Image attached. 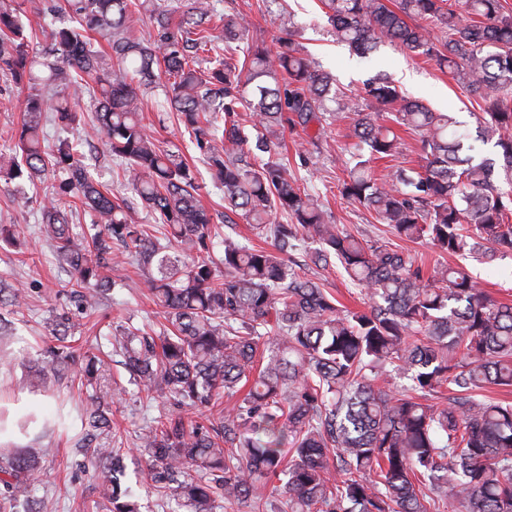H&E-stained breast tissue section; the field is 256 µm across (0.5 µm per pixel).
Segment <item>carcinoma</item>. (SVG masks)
I'll list each match as a JSON object with an SVG mask.
<instances>
[{
  "mask_svg": "<svg viewBox=\"0 0 512 512\" xmlns=\"http://www.w3.org/2000/svg\"><path fill=\"white\" fill-rule=\"evenodd\" d=\"M337 39L368 54L390 42L433 61L485 103L478 140L500 160L477 162L462 121L402 97L395 82L364 83L369 112L356 113L357 153L340 193L371 210L394 236L426 240L441 254H476L489 263L512 255V12L501 0H324ZM156 30L151 44L128 35L135 13ZM52 14L41 50L28 15ZM210 0H193L178 22L157 0H0V73L22 96L21 127L0 147V177L19 183L53 177L38 223L55 258L72 273L75 313L51 308L58 345L52 367L72 360V330L98 308L112 267L130 261L147 276L162 309V333L117 325L110 344L148 397L182 409L140 437L151 479L189 512H213L217 499L254 512H440L453 492L459 512H512V406L480 399L486 385L512 387V305L491 299L459 267L428 276L414 255L362 242L332 224L312 194L272 154L286 129L323 125L332 77L316 69L285 28L273 47L249 49L242 64L202 70L214 49ZM438 28L434 36L428 25ZM246 18L224 17V39L244 36ZM100 35L110 59L86 33ZM260 81L240 93L241 74ZM165 80L172 109L224 193V209L251 224L272 248L216 240L187 162L162 147L142 122L139 91ZM420 137L422 171L398 168L378 180L370 162L394 156L398 136L380 121ZM51 122L62 132L44 145ZM106 139L112 159L154 223L137 224L79 158L83 139ZM81 204L94 232L76 231ZM289 222H283V219ZM313 243L312 260L336 265L367 291V310L347 309L324 285L288 261ZM29 292L0 278V306L19 311ZM408 380L404 392L378 384ZM80 384L91 389L85 425L112 431L121 388L109 366L88 359ZM448 389L452 402L429 404ZM227 403L218 418L207 411ZM105 473L112 512H138L112 443L82 438ZM38 476L35 455L0 451V512H35L18 497Z\"/></svg>",
  "mask_w": 512,
  "mask_h": 512,
  "instance_id": "1",
  "label": "carcinoma"
}]
</instances>
